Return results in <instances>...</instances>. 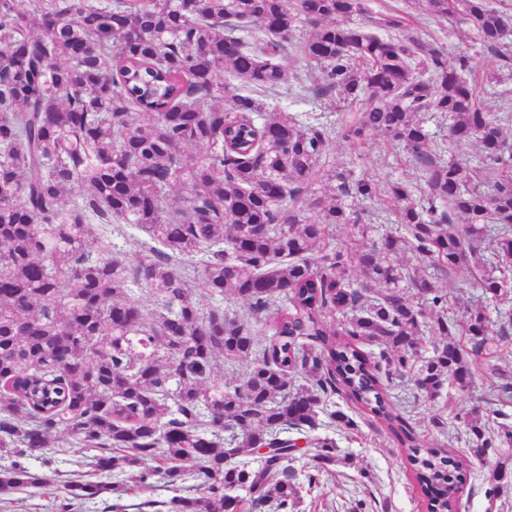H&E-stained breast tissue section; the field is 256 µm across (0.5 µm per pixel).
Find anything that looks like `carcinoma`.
<instances>
[{"label":"carcinoma","instance_id":"1","mask_svg":"<svg viewBox=\"0 0 512 512\" xmlns=\"http://www.w3.org/2000/svg\"><path fill=\"white\" fill-rule=\"evenodd\" d=\"M407 2L426 19L458 16L491 52L507 46L511 6ZM364 11V0H0L1 499L40 486L24 460L64 434L109 477L70 482L81 503L124 491L120 477L152 461L140 481L188 492L171 512H240V491L289 512L291 435L316 430L335 394L407 451L427 512H457L464 460L425 443L383 379L409 376L426 401L465 391L512 327L505 312L496 331L482 309L448 317L435 282L476 266L482 298L512 294V104H483L469 55L450 65L435 43L392 37L402 16L382 35L349 23ZM286 43L323 71L315 96L360 107L346 138L379 133L422 172L417 199L387 186L397 224L376 242H329L338 224L367 236L348 199L377 194L348 169L320 174L329 131L286 112L254 120L261 95L288 81L275 62ZM431 112L498 178L484 187L477 169L433 158ZM457 219L463 229H449ZM114 221L146 235L133 265L93 228ZM408 250L433 274L411 273ZM132 282L155 308L130 298ZM226 298L269 313L265 342L224 313ZM427 317L448 337L430 353L418 343ZM220 360L239 366L234 378H218ZM500 414L465 413L477 454L512 447V427H489ZM308 444L335 460V440ZM259 448L270 454L242 460Z\"/></svg>","mask_w":512,"mask_h":512}]
</instances>
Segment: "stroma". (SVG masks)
Masks as SVG:
<instances>
[{"label":"stroma","instance_id":"obj_1","mask_svg":"<svg viewBox=\"0 0 512 512\" xmlns=\"http://www.w3.org/2000/svg\"><path fill=\"white\" fill-rule=\"evenodd\" d=\"M411 30L420 35L432 33L448 58L465 53L478 69L496 74V83L486 89L487 105L495 107L501 100H512V61L502 60L483 49L465 26L449 20L425 26L415 22ZM277 60L287 68L290 78L265 93L267 112L295 113L310 123L326 127L331 133L326 148L327 163L377 181L380 194L369 199H353L352 206L371 215L368 238L378 239L392 228L394 220L383 187L398 181L417 189L421 183L419 168L409 161L405 152L377 133H366L358 144L347 140L344 129L356 122L355 109L337 107L335 95L316 98L307 92L308 87L323 84L321 70L301 65L294 49L288 46ZM427 128L432 155L477 165L479 149L469 143L451 142L446 119L434 118ZM493 363V369L476 374L467 391L447 387L432 402L424 401L408 378L396 379L389 386L393 401L428 444L455 449L465 458L468 474L458 512H512V490L497 498L486 494L498 466L512 470V448H498L488 451L484 458H476L468 451L470 435L462 421L464 413L478 405L501 410L507 424L512 425V401L503 400L501 393L502 384H512V335L500 342ZM336 404L355 421L356 428L340 429L327 414H320L318 433L335 439L337 460L316 469L312 461L314 450L308 447L294 461V483L300 497L295 512H426V498L412 476L406 453L386 427L345 399H337ZM47 455L44 461L29 460L28 467L33 473L49 475V482L0 499V512H61L67 498L66 482L97 477L89 466L90 451L70 444L66 436H58ZM124 487L122 496L112 495L96 503H77L71 512H167L165 503L174 495L158 479L140 482L134 471L125 475Z\"/></svg>","mask_w":512,"mask_h":512}]
</instances>
